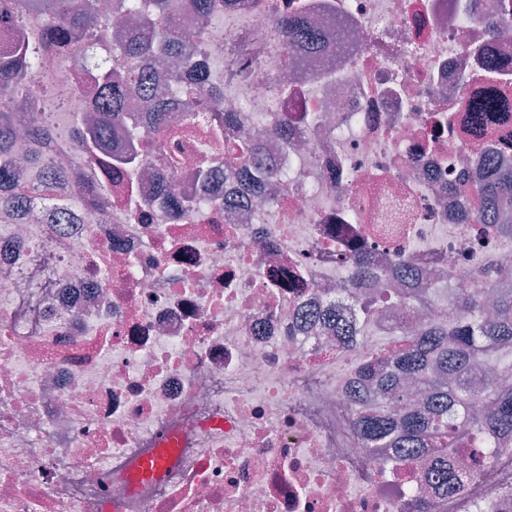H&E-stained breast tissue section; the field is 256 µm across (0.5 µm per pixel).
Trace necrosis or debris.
I'll use <instances>...</instances> for the list:
<instances>
[{
	"mask_svg": "<svg viewBox=\"0 0 512 512\" xmlns=\"http://www.w3.org/2000/svg\"><path fill=\"white\" fill-rule=\"evenodd\" d=\"M283 11L324 36L302 77L266 54ZM487 14H512V0H226L206 33L238 50L221 103L239 121L222 137L258 140L287 170L273 201L225 204L243 189L230 181L173 219L170 193L204 196L190 174L208 159L151 132L133 190L152 203L138 213L116 201L71 224L0 218V512H512V451L451 494L421 461L366 452L347 391L375 344L340 347L298 316L335 299L358 254L404 257L426 288L490 286L512 268L497 225L468 217L482 167L452 120L461 84H489L476 50L512 86V28L488 35ZM25 37L56 133L16 152L51 153L83 194L104 179L100 158L71 148L98 35L74 33L62 53L35 24ZM282 84L286 141L252 122ZM363 295L384 336L449 314L404 311L375 285ZM166 436L174 462L134 481Z\"/></svg>",
	"mask_w": 512,
	"mask_h": 512,
	"instance_id": "obj_1",
	"label": "necrosis or debris"
}]
</instances>
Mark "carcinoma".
Here are the masks:
<instances>
[{"mask_svg":"<svg viewBox=\"0 0 512 512\" xmlns=\"http://www.w3.org/2000/svg\"><path fill=\"white\" fill-rule=\"evenodd\" d=\"M183 7L195 15L197 35L201 36L207 21L216 16L219 0H115L116 12L135 19L142 16L144 21L121 45L119 54L112 56V63L100 69L99 83L91 90L97 100L94 114L77 130L75 147L78 154L88 158L112 148L109 169L130 182L142 174V154L132 145L126 148L111 142L114 130L142 121L152 131L181 135L187 132V126H171L170 109L174 102L157 96L146 83L145 73L124 68L122 61L150 63L179 57L178 30L173 26L165 30L154 28L151 17L159 13L174 15ZM29 20L49 23L60 44L73 30L101 32L112 23V17L103 14L99 0H0V22L12 21L20 28ZM271 37L275 53L285 61L292 60L300 71L306 70L309 54L319 48V34L286 14L275 16ZM38 54V48L22 36L5 47L0 52V88L35 96L32 71ZM174 80L178 98L190 115L194 103L219 99V87L208 71L197 70L185 80L178 72ZM131 88L142 93L144 112L139 117L130 113L126 104L125 95ZM237 120L236 112L212 111L208 135L201 142L204 151L221 150V129ZM260 122L288 136L287 120L274 108L261 113ZM21 127L31 140L42 141L51 136L50 128L37 121L31 112H0V215L10 224H24L36 208L53 205L67 172L52 159L35 160L31 165L37 169L36 176L24 180V170L11 158ZM233 150L245 161L258 160V146L250 139L239 140ZM472 194L478 201L474 206L477 222L500 225L502 245L512 247V223H508L512 171L490 165ZM89 200L103 207L108 205L112 201V187H93L73 199L71 206L55 208L48 223H71V209ZM399 266L405 274L396 292L406 308L446 300L458 310L459 318L452 325L435 322L416 331L403 326L390 345L376 350L360 367L359 381L372 385L374 393L388 405L399 398L398 390L406 379L418 381L427 392L426 401L420 406L402 402L393 413L359 415L356 427L362 447L374 456L382 448H393L405 461L423 451L446 459L448 449L469 447L482 432L512 437V271L504 273L494 285V310L489 312L484 288L475 285L461 289L456 296H447L441 288L421 287L418 278L409 272L407 262L402 261ZM367 281L383 284L385 274L362 258L353 259L351 276L341 295L358 307V314L349 327L336 315H329L324 322L327 329L338 336H367L374 331V314L368 307L360 306L361 298L356 293ZM476 399L486 404V412L481 416L471 410ZM466 477L463 472H435V479L441 480L450 492L460 488Z\"/></svg>","mask_w":512,"mask_h":512,"instance_id":"obj_1","label":"carcinoma"}]
</instances>
